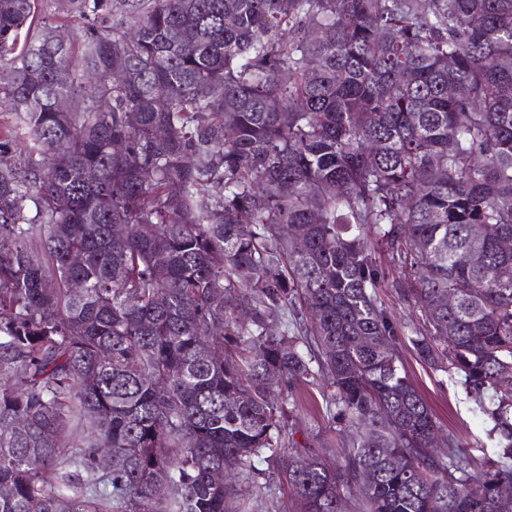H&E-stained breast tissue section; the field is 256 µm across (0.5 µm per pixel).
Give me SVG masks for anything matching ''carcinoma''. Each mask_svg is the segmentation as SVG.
Masks as SVG:
<instances>
[{
	"label": "carcinoma",
	"mask_w": 512,
	"mask_h": 512,
	"mask_svg": "<svg viewBox=\"0 0 512 512\" xmlns=\"http://www.w3.org/2000/svg\"><path fill=\"white\" fill-rule=\"evenodd\" d=\"M58 2L78 55L0 0V512H253L214 472L284 452L299 512H512V0ZM400 335L491 422L479 481ZM317 378L338 468L290 430Z\"/></svg>",
	"instance_id": "cac0c4a2"
}]
</instances>
